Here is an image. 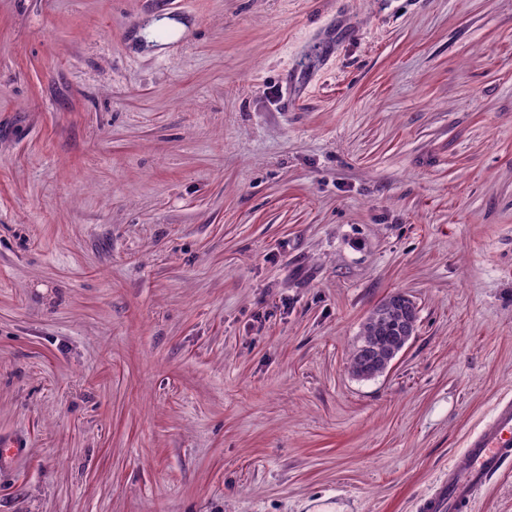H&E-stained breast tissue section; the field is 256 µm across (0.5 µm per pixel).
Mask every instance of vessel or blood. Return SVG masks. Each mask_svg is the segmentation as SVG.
Listing matches in <instances>:
<instances>
[{"label": "vessel or blood", "mask_w": 512, "mask_h": 512, "mask_svg": "<svg viewBox=\"0 0 512 512\" xmlns=\"http://www.w3.org/2000/svg\"><path fill=\"white\" fill-rule=\"evenodd\" d=\"M512 460V398L498 402L492 420L466 442V462L449 469L422 512H459L473 502L487 481Z\"/></svg>", "instance_id": "obj_1"}]
</instances>
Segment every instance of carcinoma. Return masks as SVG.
I'll return each instance as SVG.
<instances>
[{"label": "carcinoma", "mask_w": 512, "mask_h": 512, "mask_svg": "<svg viewBox=\"0 0 512 512\" xmlns=\"http://www.w3.org/2000/svg\"><path fill=\"white\" fill-rule=\"evenodd\" d=\"M414 320H418V312L406 294L393 292L381 301L366 317L354 341L350 353L352 375L361 380L381 375Z\"/></svg>", "instance_id": "obj_1"}]
</instances>
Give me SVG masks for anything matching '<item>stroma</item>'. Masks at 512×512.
Instances as JSON below:
<instances>
[{
  "instance_id": "1",
  "label": "stroma",
  "mask_w": 512,
  "mask_h": 512,
  "mask_svg": "<svg viewBox=\"0 0 512 512\" xmlns=\"http://www.w3.org/2000/svg\"><path fill=\"white\" fill-rule=\"evenodd\" d=\"M505 394L512 0H0V512H420ZM418 321V311L404 293L393 292L381 301L363 322L350 353V370L361 380L381 375L394 348L406 337L410 323Z\"/></svg>"
}]
</instances>
